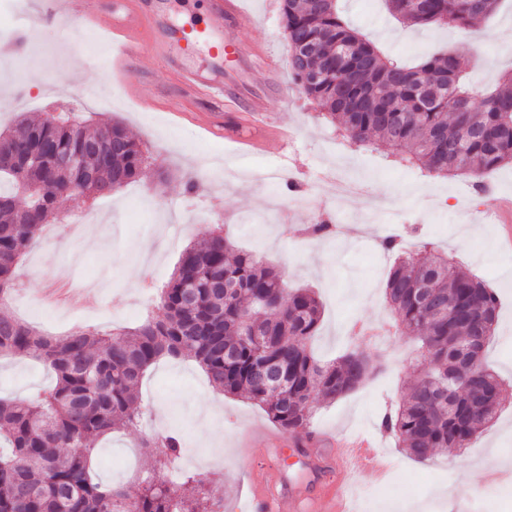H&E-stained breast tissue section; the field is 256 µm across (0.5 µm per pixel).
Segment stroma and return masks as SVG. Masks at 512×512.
<instances>
[{"label":"stroma","mask_w":512,"mask_h":512,"mask_svg":"<svg viewBox=\"0 0 512 512\" xmlns=\"http://www.w3.org/2000/svg\"><path fill=\"white\" fill-rule=\"evenodd\" d=\"M45 0H22L33 20L26 50L0 54V130L16 117L79 109L89 123L119 121L149 150L148 165L135 182L112 196L84 204L88 222L47 224L26 251L17 271L18 290L7 312L48 336H65L85 327L109 331L133 327L158 315L156 294L176 268L184 250L201 242L213 225L238 248L261 255L281 269L294 287L318 293L323 316L310 346L332 359L348 350L370 359L376 373L360 388L332 403L319 404L311 428L323 436L373 438L392 464L385 481L371 470L342 473L326 468L312 479L291 458L289 447L269 448L264 435L278 427L259 406L224 395L188 359L158 362L139 387L143 412L139 430H118L96 445L93 467L107 484L136 491L145 461L162 457L141 445L143 435L179 431L185 449L203 465L178 461L180 472L200 475L221 512H248L251 470L276 467L283 480L307 492L345 484L354 512L372 500L368 512H386L396 500L407 512H470L482 500L483 512H512V493L463 477L465 462L485 461L493 447L512 449V248H504V225H512V167L487 175L488 195L474 197L468 180L431 177L394 163V151L375 144L351 150L333 127L317 117L289 68L281 0H245L252 20L226 23L224 36L263 49V56L224 57L225 102L187 98L189 110H222L225 126L244 112L240 88L264 90L270 125L288 127V142L245 155L223 138L203 139L188 122L171 114L143 111L124 93V83L107 75V39L74 26L42 24ZM348 24L391 57L448 48L467 63L473 82L493 86L512 70V6L504 5L485 22L491 39L472 49L446 28H407L393 19L382 0H340ZM32 101L15 105L22 89ZM82 103H74L77 93ZM276 169L272 181L263 172ZM195 179L196 193L186 182ZM355 182L359 195L339 196L337 187ZM338 221L339 233L326 240L307 238L304 229L318 218ZM398 236L415 253L434 248L454 255L463 268L484 279L498 296L500 310L485 362L505 382L496 419L471 441L466 452L440 454L420 464L409 458L379 423L387 406L404 397L416 374L413 343L400 336L371 343L352 336V322L386 323L392 318L384 284L396 256L380 239ZM52 371L33 360L0 357V396L24 397L52 385Z\"/></svg>","instance_id":"35a3bbf8"}]
</instances>
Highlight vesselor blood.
Listing matches in <instances>:
<instances>
[{
  "instance_id": "1",
  "label": "vessel or blood",
  "mask_w": 512,
  "mask_h": 512,
  "mask_svg": "<svg viewBox=\"0 0 512 512\" xmlns=\"http://www.w3.org/2000/svg\"><path fill=\"white\" fill-rule=\"evenodd\" d=\"M241 0H210L204 24L172 28L166 20V0H48V14L57 23H73L95 28L112 36V69L124 76L127 96L144 106L152 105L153 95L134 74L141 58H154L171 66L178 86L203 99H223L224 83L188 64L197 44H211L216 59L224 57V24L242 20ZM201 126L214 135L228 139H249L253 124L244 123L225 129L221 115L202 121ZM372 441L356 440L331 449L339 469L358 465L384 472L387 461L373 457ZM253 512H352L344 489L338 488L323 500L303 495L298 490L281 493L274 478L258 481L252 499Z\"/></svg>"
}]
</instances>
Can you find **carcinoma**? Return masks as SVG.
I'll list each match as a JSON object with an SVG mask.
<instances>
[{"mask_svg": "<svg viewBox=\"0 0 512 512\" xmlns=\"http://www.w3.org/2000/svg\"><path fill=\"white\" fill-rule=\"evenodd\" d=\"M338 0H282L290 68L319 116L352 144L379 141L397 162L431 176L479 179L512 164V74L491 88L467 76L454 52L428 54L409 67L384 54L344 22ZM407 27L450 26L474 40L479 22L502 0H386ZM74 164L61 167L55 156ZM148 156L122 124L89 132L74 112L23 119L0 132V305L14 288L25 250L63 203L109 196L137 180ZM194 295L191 306L184 296ZM385 296L395 333L420 343L424 371L381 427L418 462L468 447L498 413L504 383L486 365L457 375L462 349L484 358L498 320V298L481 279L443 253L407 254L389 273ZM162 314L132 329L84 328L64 337L40 333L0 312V356L44 362L54 384L36 394L0 397V512H214L206 483L185 474L178 485L159 474L179 458L171 435L155 437L164 458L145 468L134 493L98 481L95 442L137 427L138 388L166 356L197 362L216 390L261 406L292 437L309 435L319 401L331 402L375 372L356 351L331 361L308 349L321 320L309 288H290L285 274L237 248L217 224L199 247L184 252L159 293ZM286 373L278 390L255 368Z\"/></svg>", "mask_w": 512, "mask_h": 512, "instance_id": "1", "label": "carcinoma"}]
</instances>
